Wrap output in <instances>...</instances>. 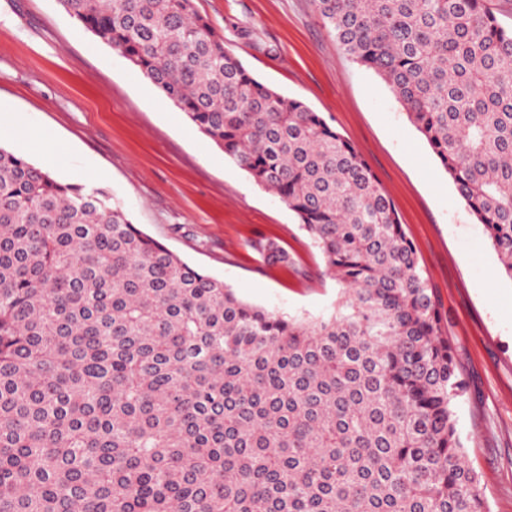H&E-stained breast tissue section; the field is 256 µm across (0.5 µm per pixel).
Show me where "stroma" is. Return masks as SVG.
Masks as SVG:
<instances>
[{"mask_svg": "<svg viewBox=\"0 0 512 512\" xmlns=\"http://www.w3.org/2000/svg\"><path fill=\"white\" fill-rule=\"evenodd\" d=\"M265 84L304 101L381 181L426 268L466 393L455 403L489 512H512V278L386 84L354 62L313 0H195ZM0 104L61 150L60 181L112 193L133 224L247 303L331 313L339 286L298 218L58 0H0ZM285 250L290 264L260 246Z\"/></svg>", "mask_w": 512, "mask_h": 512, "instance_id": "stroma-1", "label": "stroma"}]
</instances>
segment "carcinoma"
Here are the masks:
<instances>
[{"instance_id":"carcinoma-1","label":"carcinoma","mask_w":512,"mask_h":512,"mask_svg":"<svg viewBox=\"0 0 512 512\" xmlns=\"http://www.w3.org/2000/svg\"><path fill=\"white\" fill-rule=\"evenodd\" d=\"M296 214L334 311L240 299L102 189L0 146V512H488L430 277L354 146L193 0H58ZM512 279V27L488 0H313Z\"/></svg>"}]
</instances>
